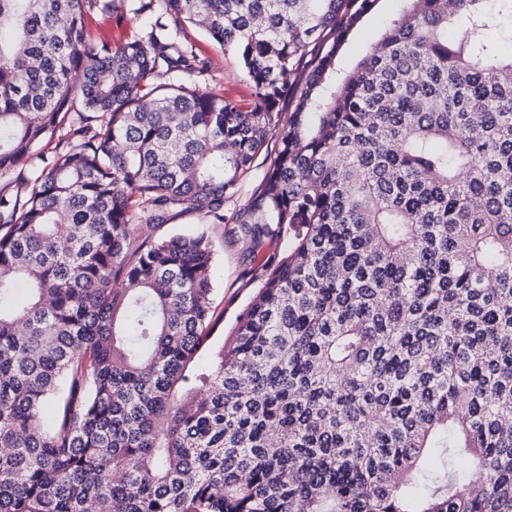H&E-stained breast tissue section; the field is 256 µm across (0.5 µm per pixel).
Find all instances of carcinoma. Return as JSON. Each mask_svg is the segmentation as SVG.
I'll list each match as a JSON object with an SVG mask.
<instances>
[{"mask_svg": "<svg viewBox=\"0 0 512 512\" xmlns=\"http://www.w3.org/2000/svg\"><path fill=\"white\" fill-rule=\"evenodd\" d=\"M379 2L0 0V512H512V0ZM138 2L136 0H123L120 4L119 14H123L121 26L116 27L115 21L112 22L108 19H101L99 22L105 29H111L114 36H118L121 32L135 30V29H147L150 24L154 21L155 17H149L145 14H138L135 9L137 8ZM399 7L396 0H382L379 9L364 19L357 33L350 36L341 50L342 59L352 64L363 54L364 48L375 43L384 25L392 18ZM196 47L212 57L217 64L215 69L206 75H182L180 81L188 87L204 88L218 82L224 86V96L247 102L251 99L252 87L242 73L238 58L232 52H224L217 44L209 41L201 33L190 31ZM270 160H266L263 150L255 159L251 174L243 181L238 193L224 205L226 215L243 206L258 187ZM206 229L212 242L215 265L218 269V274L212 283V297L214 306L217 307L216 315L222 314L210 347L214 349L222 344L224 333L227 334L235 323L236 317L247 304L252 290L242 287L241 274L244 266L241 259V244L224 236L222 224H207ZM210 349L202 355V360L209 359Z\"/></svg>", "mask_w": 512, "mask_h": 512, "instance_id": "1", "label": "carcinoma"}]
</instances>
